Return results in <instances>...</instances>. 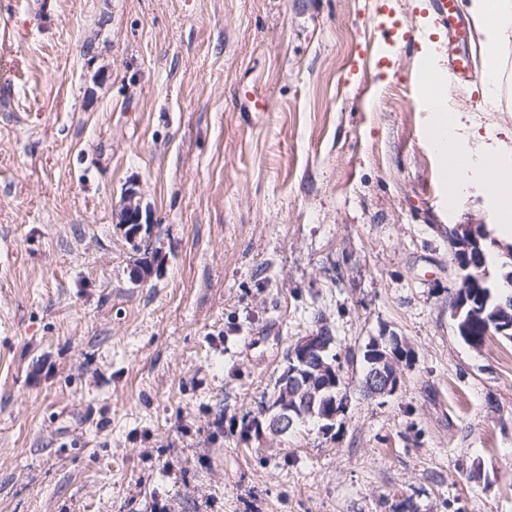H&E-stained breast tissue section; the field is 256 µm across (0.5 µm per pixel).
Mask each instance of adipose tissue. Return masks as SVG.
Wrapping results in <instances>:
<instances>
[{
  "label": "adipose tissue",
  "instance_id": "obj_1",
  "mask_svg": "<svg viewBox=\"0 0 512 512\" xmlns=\"http://www.w3.org/2000/svg\"><path fill=\"white\" fill-rule=\"evenodd\" d=\"M471 13L487 49L485 75L490 80H497L499 51L512 38V0H473ZM454 128L449 113H435L433 142L438 146L451 144L453 149L452 161L445 164L449 191L462 196L470 176L479 174L486 193L498 209L503 215L512 216V162L493 152L473 154L466 144L455 139Z\"/></svg>",
  "mask_w": 512,
  "mask_h": 512
}]
</instances>
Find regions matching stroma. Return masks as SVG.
Masks as SVG:
<instances>
[{
  "label": "stroma",
  "mask_w": 512,
  "mask_h": 512,
  "mask_svg": "<svg viewBox=\"0 0 512 512\" xmlns=\"http://www.w3.org/2000/svg\"><path fill=\"white\" fill-rule=\"evenodd\" d=\"M447 43L429 0H0V512H512V342L448 309V227L501 217L476 179L444 205L417 101ZM499 78L447 109L511 160L512 44ZM322 327L346 413L245 436ZM119 216L121 218L120 223L123 226V232H125L132 224L140 225L127 233V238H137L143 224V212L137 199V192L134 190L127 191L123 205L120 208ZM375 345L376 349L379 350V354L376 355L374 360L368 359L367 350L362 353V361L366 365L370 361V368L367 377L364 378L365 391L369 397H384L393 394L400 383V377L397 371V362L395 355L389 351V348L385 352L380 351L382 343L380 341H373L372 346Z\"/></svg>",
  "instance_id": "obj_1"
}]
</instances>
